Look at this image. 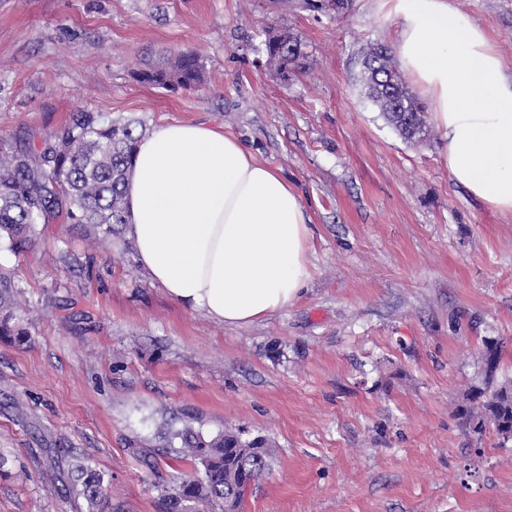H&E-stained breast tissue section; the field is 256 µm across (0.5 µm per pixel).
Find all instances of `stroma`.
I'll return each mask as SVG.
<instances>
[{"label":"stroma","instance_id":"35a3bbf8","mask_svg":"<svg viewBox=\"0 0 512 512\" xmlns=\"http://www.w3.org/2000/svg\"><path fill=\"white\" fill-rule=\"evenodd\" d=\"M450 3L512 69V0ZM272 30L300 40L289 75L258 51ZM374 43L396 47L378 0H0V148L79 107L202 122L278 169L314 233L303 296L246 327L170 299L126 235L59 219L1 241L27 341L0 338V512H87L57 448L103 475L112 512H160L192 472L170 426L269 440L241 512H512V441L454 416L483 337L512 382V215L453 182L439 129L407 143L385 123L361 84ZM180 52L204 64L197 88L134 78Z\"/></svg>","mask_w":512,"mask_h":512}]
</instances>
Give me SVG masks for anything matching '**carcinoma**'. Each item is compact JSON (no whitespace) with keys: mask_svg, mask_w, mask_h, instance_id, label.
<instances>
[{"mask_svg":"<svg viewBox=\"0 0 512 512\" xmlns=\"http://www.w3.org/2000/svg\"><path fill=\"white\" fill-rule=\"evenodd\" d=\"M308 8L331 14L343 9V0H305ZM266 63L286 75L299 64L300 45L290 33L270 32L265 42ZM366 97L382 117L408 142L429 136L424 108L408 90L388 50L369 45L363 54ZM137 80L169 89H193L203 81V65L182 52L164 63L143 62L134 72ZM143 124L112 120L99 112L78 109L59 129L35 145L31 135L15 137L10 150L0 154V239L14 249L31 242L32 227L62 218L69 224H92L112 233L128 223L127 183ZM16 285L0 270V336H23L13 324ZM503 342L481 340L482 382L468 389L455 407V415L478 441L494 437L512 441V387L498 383ZM177 453L194 463V474L176 481L163 495L164 512H195V506H240L246 486L268 473L270 453L263 436L244 438L220 432L210 439L190 428L175 431ZM81 484L72 491L83 497L88 512H100L103 478L83 464H74Z\"/></svg>","mask_w":512,"mask_h":512,"instance_id":"1","label":"carcinoma"}]
</instances>
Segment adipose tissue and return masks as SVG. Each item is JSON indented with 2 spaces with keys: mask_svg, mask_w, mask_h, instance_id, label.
I'll return each mask as SVG.
<instances>
[{
  "mask_svg": "<svg viewBox=\"0 0 512 512\" xmlns=\"http://www.w3.org/2000/svg\"><path fill=\"white\" fill-rule=\"evenodd\" d=\"M380 2L448 142L451 178L512 214V75L486 31L449 0ZM127 199L138 261L186 308L249 326L303 295L311 219L279 171L233 136L202 123L159 126L138 145Z\"/></svg>",
  "mask_w": 512,
  "mask_h": 512,
  "instance_id": "adipose-tissue-1",
  "label": "adipose tissue"
}]
</instances>
